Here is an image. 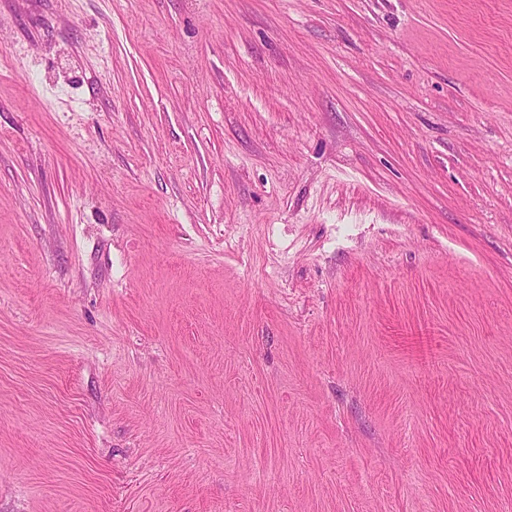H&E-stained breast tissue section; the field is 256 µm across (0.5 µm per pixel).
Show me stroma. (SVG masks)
Masks as SVG:
<instances>
[{
  "instance_id": "obj_1",
  "label": "stroma",
  "mask_w": 512,
  "mask_h": 512,
  "mask_svg": "<svg viewBox=\"0 0 512 512\" xmlns=\"http://www.w3.org/2000/svg\"><path fill=\"white\" fill-rule=\"evenodd\" d=\"M0 512H512V0H0Z\"/></svg>"
}]
</instances>
